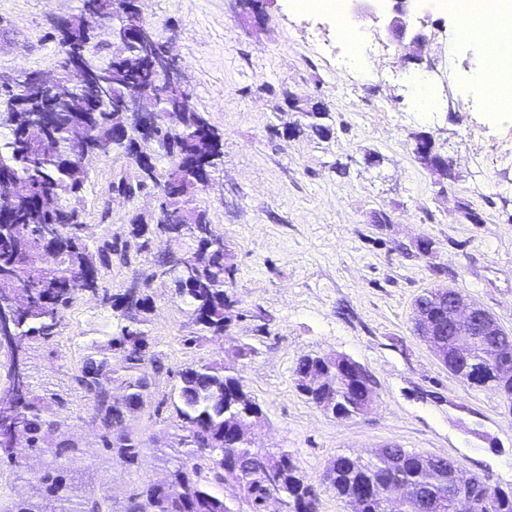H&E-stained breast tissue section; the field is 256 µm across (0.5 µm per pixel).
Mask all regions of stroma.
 <instances>
[{"instance_id":"35a3bbf8","label":"stroma","mask_w":512,"mask_h":512,"mask_svg":"<svg viewBox=\"0 0 512 512\" xmlns=\"http://www.w3.org/2000/svg\"><path fill=\"white\" fill-rule=\"evenodd\" d=\"M80 7V0H0V85L23 72L56 75L54 24ZM410 9L424 37L415 62L388 34L387 10L356 18L358 29L390 47L364 74L337 70V56L353 47L334 18L301 12L292 0H274L259 19L238 0H142L143 20L173 42L193 106L223 136V163L196 204L224 238L233 266L226 291L235 302L224 335L199 334L169 279L154 277L146 327L167 369L158 390L170 393L176 370L189 363L235 365L263 412L254 446L288 449L315 484L333 457H366L393 443L512 487V410L493 390L461 383L410 323L418 295L449 285L512 331V110L490 106L471 80L484 45L455 39L450 14L425 12L418 0ZM414 72L428 79L440 111L419 110ZM290 95L327 107L329 136L289 109ZM420 134L449 158L456 180L416 158ZM87 170L89 247L127 235L132 213L156 212L151 191L113 198V182L133 172L124 153L91 159ZM469 208L480 222L467 219ZM118 330L100 297L81 296L56 340L36 345L32 364L36 392L67 403L64 429L84 447L81 464H94L97 486L120 501L184 451L174 445L179 428L168 408L132 419L142 442L135 470L103 455L83 421V395L70 376L88 347L107 345ZM193 334L197 344L184 346ZM240 346L246 357L236 356ZM336 354L361 364L377 393L370 411L347 420L308 402L294 382L300 357Z\"/></svg>"}]
</instances>
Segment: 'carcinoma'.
Here are the masks:
<instances>
[{"label":"carcinoma","instance_id":"1","mask_svg":"<svg viewBox=\"0 0 512 512\" xmlns=\"http://www.w3.org/2000/svg\"><path fill=\"white\" fill-rule=\"evenodd\" d=\"M126 9V0H82L81 12L67 23L55 27L54 38L61 48L60 75L70 79L68 64L94 39L89 33V18L99 14L112 19L110 5ZM160 47H131L118 50L102 68L110 91L99 101L95 112H74L72 104L61 105L53 113L51 139L59 148L44 149L41 113L50 106V94L38 82L26 89L22 104H17L14 85L0 87V119L9 137L0 141V177L24 182L26 195L0 198V292L13 303L10 321L0 329L10 340L1 343L7 356V389L14 390L16 348L27 353L31 342H44L58 335L64 311L87 292H103V302L120 321L119 332L107 347L88 355L71 375L74 387L84 393L85 421L99 430L98 445L110 458L132 468L140 464V441L129 430L128 419L146 404L164 365L150 351V337L144 329L151 298L144 290L125 288L109 292L102 287L103 272L112 267V258L124 264L147 259L151 238L148 220L139 213L129 219V237L104 238L91 250L80 234L83 225L81 193L88 171L79 153L90 144L106 147L105 155L122 150L132 164L135 188H156L164 194L157 216L151 218L161 232L186 230L195 239L197 250L183 258L190 276H174V292L188 307L192 323L201 331L222 334L231 322L232 301L225 287L232 275L226 254L210 247L214 237L207 213L194 206L199 190L193 170L212 175L223 158L222 135L204 113L191 105L190 93L178 87L167 90L165 111L172 126L154 130L148 142L112 138V114L147 87L164 86L155 70ZM302 116L324 137L330 129L322 123L329 116L323 106ZM170 160L168 172L160 168L162 158ZM44 247L60 252L53 267L30 266L31 256ZM439 288L425 290L418 299L438 328L447 325L446 310L431 296ZM493 340L472 338V362L457 365L469 376L485 368ZM322 368L315 357L300 358L295 367L297 390L314 405L331 401L344 418L364 402L366 384L353 367L328 385H313L307 380L312 371ZM177 395L162 396L156 410L168 403L179 421V444L185 457L166 468L127 496L122 507L114 509L104 491L77 485L68 476L82 450L61 431L62 421L56 402L51 408L45 398L35 394L32 383L21 394L11 397L0 389V465L29 474L31 494L0 498V512H46L40 501L54 499L57 512H238L235 499L216 492L229 486L240 492L250 512H265V502L273 494L284 498L286 512H319L320 494L285 448L269 451L253 447L235 436L239 426L259 425L260 406L246 391L244 379L234 367L216 361L191 363L177 371ZM123 385V396L114 393L112 383ZM477 386L495 390L512 402V376L485 374ZM24 428L27 439L20 445L11 441L12 422ZM448 460H433L398 445L377 448L368 458L338 455L326 467L320 484L337 496L348 499L362 495L354 512H388V505L409 493L415 502L406 512H453L455 497L468 489L449 479ZM493 498L492 512H512V489L485 485Z\"/></svg>","mask_w":512,"mask_h":512}]
</instances>
